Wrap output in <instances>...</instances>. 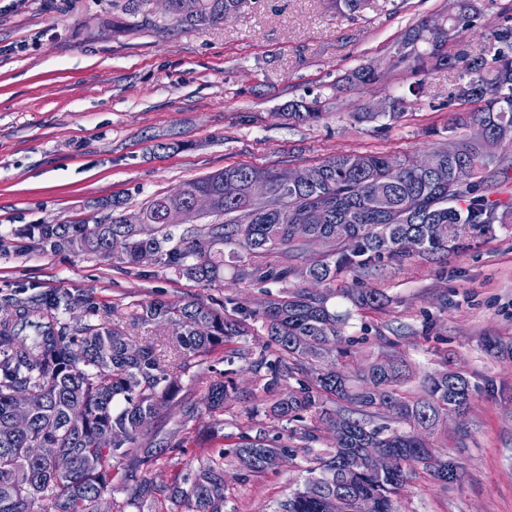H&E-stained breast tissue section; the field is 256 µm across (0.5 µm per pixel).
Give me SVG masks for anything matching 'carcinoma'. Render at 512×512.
Wrapping results in <instances>:
<instances>
[{
	"label": "carcinoma",
	"instance_id": "1",
	"mask_svg": "<svg viewBox=\"0 0 512 512\" xmlns=\"http://www.w3.org/2000/svg\"><path fill=\"white\" fill-rule=\"evenodd\" d=\"M171 0L170 15L190 27H214L238 12L245 0H197L194 13L181 12ZM480 15L476 0H458V11L409 29L398 45L394 65L415 73L444 65L461 69L467 81L457 90L462 103L480 102L477 110L455 119L485 124V141L461 139L454 153L433 152L439 168L432 176L379 153L338 154L313 167V181L283 190L275 171L248 164L227 166L183 184L182 195H163L142 209L143 223L125 224L120 216L93 223L38 224L23 236L45 251L90 253L118 265H139L149 252L152 262L180 276L209 285L224 279V249L237 262L235 280L277 284L278 293L259 307L233 303L216 309L197 300L135 302L128 317L135 325L155 326L167 337L172 354L112 326L111 311L100 312L81 294L31 298L7 306L0 315V512H102L112 483V462L130 461L131 471L155 466L169 447L141 456L133 451L145 421L156 422L177 386V372L192 358L210 353L251 333L261 323L266 342L254 369L264 368L263 396L246 408L277 422L291 424L288 443L265 430L242 433L233 444L231 461L244 473L276 471L300 457L307 478L278 503L276 512H398L395 496L416 471L446 484L457 479L456 466L436 452L430 436L469 408L472 390L460 372L435 370L422 379L423 393L411 395L405 385L413 371L402 357L382 352L363 367L355 364L358 340L344 335L349 313L332 300L377 309L383 295L374 289L335 288L345 274L407 258L428 259L455 247L468 233L512 221V200L492 201L475 194L483 173L506 162L497 154L512 144V27L494 32L502 44L487 62L461 51L450 57L434 50L444 29ZM376 79L363 65L342 82L359 87ZM283 116L292 122L322 116L320 101H290ZM268 179L274 199L250 198L252 180ZM238 184L224 196V181ZM196 192L214 198L208 215L214 221L173 241L167 231L171 210L185 206ZM314 253L303 267L291 257ZM302 279L317 288L294 286ZM234 370L208 389V411H224L237 394ZM23 413L28 427L16 431L13 418ZM344 419L335 445L312 447L318 431ZM375 418L397 423L375 426ZM374 452L390 453L394 468L378 472ZM226 452L211 455L194 472L186 489L168 494V486L142 477L134 496L118 512L141 509L149 498L175 500L182 512H224Z\"/></svg>",
	"mask_w": 512,
	"mask_h": 512
}]
</instances>
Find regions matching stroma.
<instances>
[{
	"label": "stroma",
	"instance_id": "1",
	"mask_svg": "<svg viewBox=\"0 0 512 512\" xmlns=\"http://www.w3.org/2000/svg\"><path fill=\"white\" fill-rule=\"evenodd\" d=\"M450 2L362 0L358 11L341 14L331 0H246L224 24L197 29L158 6L131 17L112 0H0V305L81 293L114 308L111 322L120 328L129 326L123 309L133 301L257 307L265 286L236 283L229 261L223 281L204 286L154 263L116 268L92 255L45 251L20 232L103 219L115 198L133 215L228 165L297 170L357 152L426 158L451 135L461 71L416 75L387 63L410 26ZM505 26L512 27V0H483L480 19L458 29L447 52L492 59V32ZM369 63L383 68L379 81L335 92L346 71ZM316 96L327 103L319 121L281 119L288 101ZM393 97L404 100L397 122L355 120ZM344 285L385 297L375 310L336 302L350 313L346 335L362 340L360 359L391 339L416 375L413 392L421 390L420 375L444 366L463 373L472 389L467 413L449 417L447 434L433 439L456 464L457 481L445 486L417 472L397 497L400 512H512V359L485 349L490 336L512 342V223ZM244 365L227 364L220 349L189 361L179 396L196 405L197 418L184 421L181 407H171L137 439L141 454L159 441L171 447L149 472L154 482L181 484L223 448L224 436L265 426L264 417L244 413L260 393ZM230 366L238 390L219 429L205 400ZM304 468L299 458L257 476L226 467L224 512H274L303 485Z\"/></svg>",
	"mask_w": 512,
	"mask_h": 512
}]
</instances>
